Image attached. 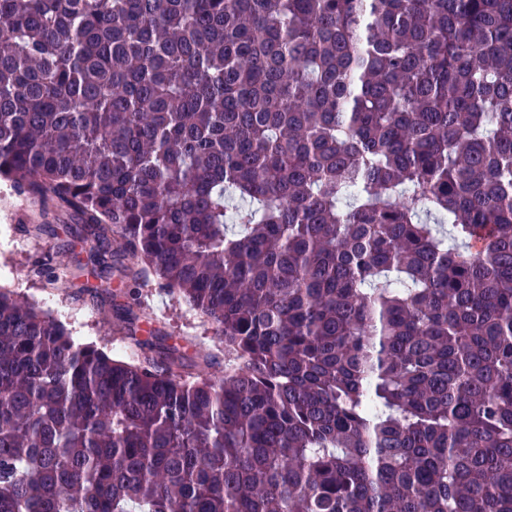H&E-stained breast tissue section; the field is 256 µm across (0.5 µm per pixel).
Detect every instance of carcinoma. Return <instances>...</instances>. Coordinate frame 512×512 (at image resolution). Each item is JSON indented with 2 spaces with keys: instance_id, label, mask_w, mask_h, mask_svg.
Listing matches in <instances>:
<instances>
[{
  "instance_id": "cac0c4a2",
  "label": "carcinoma",
  "mask_w": 512,
  "mask_h": 512,
  "mask_svg": "<svg viewBox=\"0 0 512 512\" xmlns=\"http://www.w3.org/2000/svg\"><path fill=\"white\" fill-rule=\"evenodd\" d=\"M224 338L0 288V512H512V0H0V179Z\"/></svg>"
}]
</instances>
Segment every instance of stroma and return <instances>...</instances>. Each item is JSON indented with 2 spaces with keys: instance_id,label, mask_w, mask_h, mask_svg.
<instances>
[{
  "instance_id": "obj_1",
  "label": "stroma",
  "mask_w": 512,
  "mask_h": 512,
  "mask_svg": "<svg viewBox=\"0 0 512 512\" xmlns=\"http://www.w3.org/2000/svg\"><path fill=\"white\" fill-rule=\"evenodd\" d=\"M45 220V207L38 196L0 180V226L10 227L15 242L13 248L0 249V271L6 273L5 278H0V287L16 291L60 319L82 342L104 345L113 352L125 345L124 334L116 326L111 307L93 301L87 288L94 284L102 291L118 290L123 302L133 305L150 325L160 328L188 351L223 355L224 344L215 326L179 294L162 288L157 281L140 285L115 277L98 281L60 265L56 255L60 243H68L77 253L87 252L89 245L69 237L61 222L56 225L55 235L37 237L30 233V225ZM38 265L51 268L52 280L30 277V269Z\"/></svg>"
}]
</instances>
